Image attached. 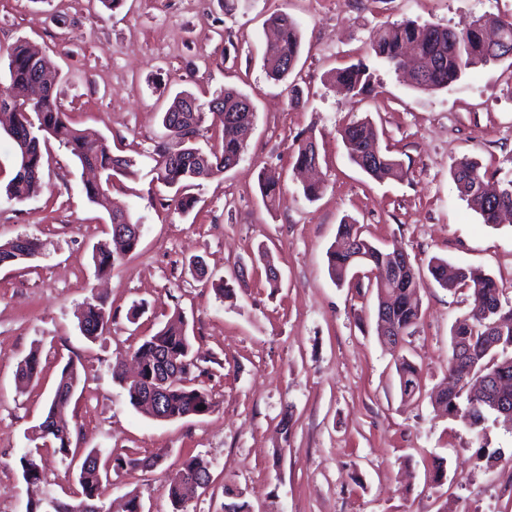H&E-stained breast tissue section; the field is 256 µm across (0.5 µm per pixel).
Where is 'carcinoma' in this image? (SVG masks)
I'll return each mask as SVG.
<instances>
[{
    "label": "carcinoma",
    "mask_w": 512,
    "mask_h": 512,
    "mask_svg": "<svg viewBox=\"0 0 512 512\" xmlns=\"http://www.w3.org/2000/svg\"><path fill=\"white\" fill-rule=\"evenodd\" d=\"M269 24L274 36L265 45L263 63L273 79L282 80L299 59L302 32L299 24L286 14L272 17ZM489 28L498 32V40L486 38ZM410 45L417 47L420 56L419 66L407 73L412 85L428 92L442 89L460 80L472 65L512 59V19L480 17L459 32L412 20L382 25L370 36L369 55L398 71ZM6 55L9 84L6 92H0V129L13 139L18 156L15 176L6 188L8 197L23 202L42 192L41 142L53 139L69 150L81 165L99 171L103 181L85 183L84 192L90 202L105 204L104 185L110 184L118 174H135V161L114 154L104 141L88 139L74 126L70 114L61 109L56 94L37 93L43 58L30 43L19 40L6 49ZM371 78L369 67L362 61L338 68L331 74L334 84L354 96L370 91ZM189 98L191 95L185 92L176 94L162 115V125L168 135L185 140L182 152L169 156L165 143L158 142L151 153L156 180L175 190L169 202L181 213H188L195 207L194 196L187 193L193 182L220 176L240 161L247 145L243 128L254 125L256 119L250 100L231 87L213 95L205 104L196 103L192 111L186 108ZM208 113L213 120L220 121L223 136L219 150L205 153L195 147V139ZM342 139L349 160L371 178L384 180L404 176L401 163L388 149L381 148L378 131L370 120L351 121L342 130ZM319 163L320 155L313 138L302 140L293 152L294 170L304 171ZM497 174L499 171L490 173L482 169L479 162L468 158L459 161L452 171L461 197L485 224L497 225L512 216V175L500 179L498 194L493 197L483 189L486 180ZM259 186L265 204L271 207L280 204L285 191L278 176L268 171L262 173ZM110 225V238L99 243L93 254L96 272L101 276L135 251L141 239V224L123 210L112 211ZM41 250L39 238L20 235L0 243V264L23 262L25 258L21 254L37 255ZM389 265L390 252L368 239L362 226L353 220L338 225L336 245L327 252L329 274L338 284L360 266L374 274L372 286L376 289L377 311L388 310L389 321L396 329V339H385L383 344L396 354L402 397L412 398L420 392L421 370L400 354V350L405 337L420 319L419 293L424 280L420 269L411 262L403 264L399 279H385L382 273ZM427 273L440 287L448 290L465 287L472 297L471 312L456 320L451 328L452 355L448 362L451 384L430 395L434 410L473 429L485 421L488 413L511 427L512 303L502 301L496 280L478 268L465 267L457 273L447 261L433 257L428 261ZM107 323L105 299L94 297L81 307L78 327L87 338L100 337ZM459 354L465 356L474 373L497 377L489 384V393L477 398L467 395L466 386L471 378L462 377L454 369ZM133 357L140 364L141 378L128 380L116 369L112 370V375L124 386L134 408L151 417L162 416L168 420L202 415L211 409L209 393L195 383L199 366L181 315L173 314L161 329L145 337ZM42 373L39 350L33 348L17 365L18 382L27 385L39 380ZM79 384L80 371L69 361L60 372L45 419L36 426L37 438L51 441L55 451L65 458L70 453L72 429L63 412ZM20 464L25 482L35 484L41 480V467L34 457L25 454ZM76 479L80 486L79 502L74 504L56 497L31 500L27 512H84L82 504L100 502L104 488L96 451L87 453L77 468ZM208 482L206 461L199 457L184 459L169 480L168 496L173 512H186L189 493Z\"/></svg>",
    "instance_id": "obj_1"
}]
</instances>
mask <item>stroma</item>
<instances>
[{
  "instance_id": "stroma-1",
  "label": "stroma",
  "mask_w": 512,
  "mask_h": 512,
  "mask_svg": "<svg viewBox=\"0 0 512 512\" xmlns=\"http://www.w3.org/2000/svg\"><path fill=\"white\" fill-rule=\"evenodd\" d=\"M292 15L302 30L300 60L286 80L265 71L267 19ZM479 16L512 17V0H0L2 51L22 39L58 71L55 93L75 126L106 138L137 162L112 182V202L142 225L134 255L109 276L94 274L92 249L108 236L107 211L83 191L85 172L50 142L44 191L17 202L6 195L14 144L0 130V243L31 235L39 257L0 266V512H26L29 498L76 491L68 459L41 446L43 421L60 370L81 371L77 403L66 417L79 448L108 463L105 505L136 492L144 512H173L167 480L198 455L210 481L188 512H512V427L487 417L479 431L436 415L429 399L447 374L450 330L470 309L468 290L426 281L421 318L405 354L420 367L423 397L402 399L394 356L376 334V297L367 278L344 286L328 274L327 251L343 218L363 224L381 244L398 246L419 266L433 257L492 275L512 301V223H483L461 197L451 170L463 158L512 172V60L476 65L427 93L377 60L371 94L335 88L331 73L368 58L371 33L414 20L461 29ZM301 103L288 106L290 85ZM245 94L256 111L242 159L222 176L198 181L186 215L164 203L149 157L164 133L160 113L185 90L208 101L221 89ZM369 117L406 174L375 181L351 165L341 130ZM314 138L326 189L304 198L292 173L300 140ZM279 174L286 189L270 208L258 173ZM267 250L280 275L271 286L258 257ZM243 274L230 299L214 285ZM106 296L109 329L82 336L76 312ZM145 304L137 322L129 309ZM181 311L201 358L199 381L212 396L202 416L161 421L135 410L112 367ZM41 350L39 383L19 387L18 362ZM503 459L479 457V448ZM42 467L25 483L20 459ZM158 456L151 468H112L124 456ZM447 476L433 483V458Z\"/></svg>"
}]
</instances>
